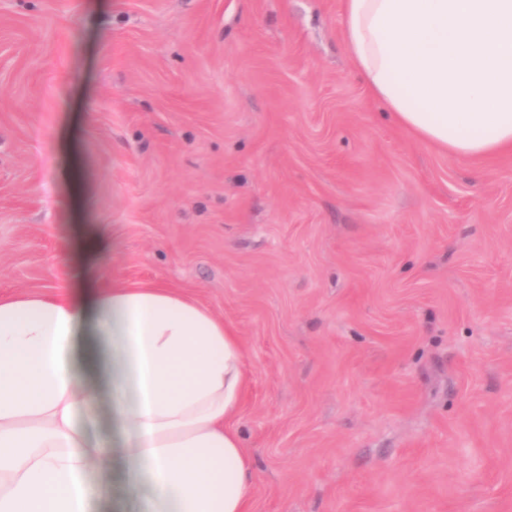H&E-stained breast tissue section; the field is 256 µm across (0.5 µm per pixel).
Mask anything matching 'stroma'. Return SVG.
Masks as SVG:
<instances>
[{
  "instance_id": "35a3bbf8",
  "label": "stroma",
  "mask_w": 512,
  "mask_h": 512,
  "mask_svg": "<svg viewBox=\"0 0 512 512\" xmlns=\"http://www.w3.org/2000/svg\"><path fill=\"white\" fill-rule=\"evenodd\" d=\"M339 0H0V296L162 285L237 330L252 512H512V153L441 151ZM96 512H159L104 374Z\"/></svg>"
}]
</instances>
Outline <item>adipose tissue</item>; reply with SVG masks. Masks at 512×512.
<instances>
[{
  "label": "adipose tissue",
  "instance_id": "adipose-tissue-1",
  "mask_svg": "<svg viewBox=\"0 0 512 512\" xmlns=\"http://www.w3.org/2000/svg\"><path fill=\"white\" fill-rule=\"evenodd\" d=\"M354 69L394 121L446 152L512 150V0H342ZM95 319L134 472L163 512H252L251 461L230 426L248 383L234 328L170 288L112 284L0 297V512H92L112 442L80 421L78 361Z\"/></svg>",
  "mask_w": 512,
  "mask_h": 512
}]
</instances>
